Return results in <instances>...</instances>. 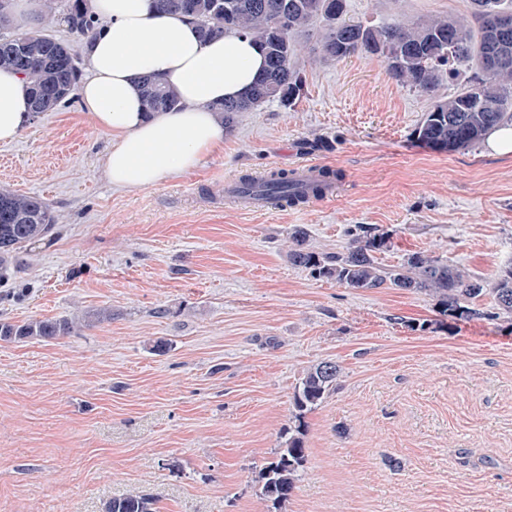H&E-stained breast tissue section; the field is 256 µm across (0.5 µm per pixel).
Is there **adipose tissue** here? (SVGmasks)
<instances>
[{
  "instance_id": "adipose-tissue-1",
  "label": "adipose tissue",
  "mask_w": 512,
  "mask_h": 512,
  "mask_svg": "<svg viewBox=\"0 0 512 512\" xmlns=\"http://www.w3.org/2000/svg\"><path fill=\"white\" fill-rule=\"evenodd\" d=\"M99 21L82 48L86 75L77 96L94 127L112 139L104 169L112 185L141 190L198 168L223 151L227 132L214 107L238 97L255 80L264 57L252 37L202 40L196 27L162 14L154 0H88ZM171 88L178 109L145 112L141 80ZM27 82L0 70V143L14 142L27 122Z\"/></svg>"
}]
</instances>
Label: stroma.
<instances>
[{"mask_svg":"<svg viewBox=\"0 0 512 512\" xmlns=\"http://www.w3.org/2000/svg\"><path fill=\"white\" fill-rule=\"evenodd\" d=\"M365 25L466 17L471 0H345ZM292 105L241 114L222 152L158 186H112L110 143L77 96L0 144V186L46 200L53 235L0 278V321L111 319L53 342L0 341V512H270L255 481L282 445L304 372L342 378L306 416L307 461L282 512H512V317L440 314L433 297L346 288L291 264L289 229L342 251L365 224L385 266L424 252L491 279L512 267V154L431 148L429 99L377 57L320 58ZM313 162L333 199L249 211L224 182ZM165 352H154L155 342ZM157 509L155 497L149 494L129 493L107 501L103 512H157Z\"/></svg>","mask_w":512,"mask_h":512,"instance_id":"obj_1","label":"stroma"}]
</instances>
